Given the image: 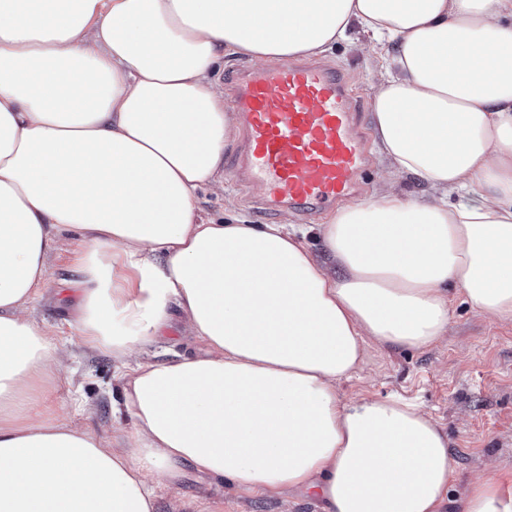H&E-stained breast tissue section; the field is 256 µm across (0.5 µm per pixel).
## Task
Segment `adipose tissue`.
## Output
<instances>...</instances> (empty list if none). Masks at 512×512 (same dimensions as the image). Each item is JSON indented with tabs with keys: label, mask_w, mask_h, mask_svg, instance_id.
Returning <instances> with one entry per match:
<instances>
[{
	"label": "adipose tissue",
	"mask_w": 512,
	"mask_h": 512,
	"mask_svg": "<svg viewBox=\"0 0 512 512\" xmlns=\"http://www.w3.org/2000/svg\"><path fill=\"white\" fill-rule=\"evenodd\" d=\"M378 61L389 181L340 208L323 257L284 224L204 217L236 136L225 57ZM81 238L74 328L121 371L112 444L23 408L63 350L28 311ZM512 322V0H0V512H156L183 465L325 512H441L458 467L405 399L343 400L366 346L426 349L449 287ZM203 346L146 358L176 321ZM458 512H512L470 484Z\"/></svg>",
	"instance_id": "ef3b65f1"
}]
</instances>
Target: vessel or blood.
I'll return each mask as SVG.
<instances>
[{
  "label": "vessel or blood",
  "mask_w": 512,
  "mask_h": 512,
  "mask_svg": "<svg viewBox=\"0 0 512 512\" xmlns=\"http://www.w3.org/2000/svg\"><path fill=\"white\" fill-rule=\"evenodd\" d=\"M229 86L242 139L225 168L238 184L262 189L261 213L308 217L358 197L369 158L344 72L304 62L243 65Z\"/></svg>",
  "instance_id": "obj_1"
}]
</instances>
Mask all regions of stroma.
<instances>
[{
    "mask_svg": "<svg viewBox=\"0 0 512 512\" xmlns=\"http://www.w3.org/2000/svg\"><path fill=\"white\" fill-rule=\"evenodd\" d=\"M324 63L349 75L361 100L363 122L371 120L377 85L374 62L367 50L344 44L325 53ZM258 189L202 191L204 214L220 218L242 214L253 224L264 223L253 199ZM75 238L63 236L51 258L53 279L29 314L44 324L67 356L52 366V380L29 402L31 417L53 412L103 441L128 428L124 416L113 413L112 397L120 381L111 355L90 349L71 328L78 299L79 274L74 269ZM341 397L365 395L381 399L396 395L419 406L447 433L458 460L451 481L453 499H460L477 478L489 477L512 487V324L493 322L454 295L448 334L428 349L368 345L364 365L338 386ZM157 512H323L309 492L295 490L260 499L229 481L205 477L187 466L176 486L158 491Z\"/></svg>",
    "mask_w": 512,
    "mask_h": 512,
    "instance_id": "obj_1",
    "label": "stroma"
}]
</instances>
